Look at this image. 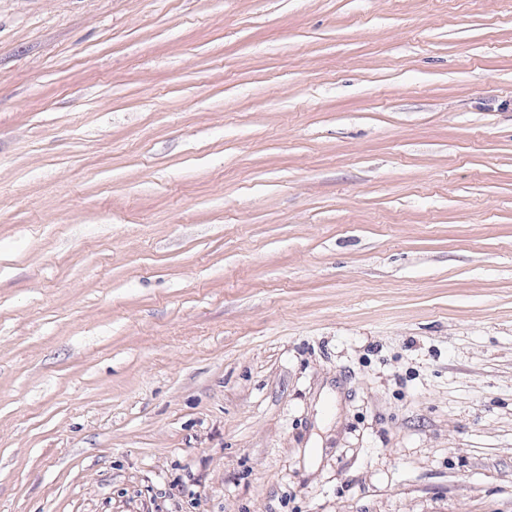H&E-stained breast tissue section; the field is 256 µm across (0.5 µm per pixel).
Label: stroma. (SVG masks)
Here are the masks:
<instances>
[{"mask_svg": "<svg viewBox=\"0 0 512 512\" xmlns=\"http://www.w3.org/2000/svg\"><path fill=\"white\" fill-rule=\"evenodd\" d=\"M0 512H512V0H0Z\"/></svg>", "mask_w": 512, "mask_h": 512, "instance_id": "obj_1", "label": "stroma"}]
</instances>
